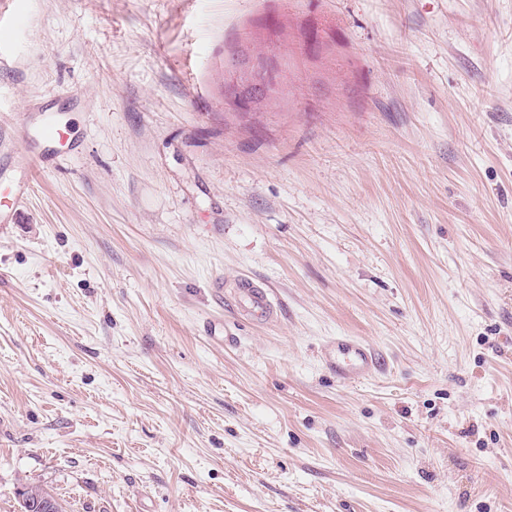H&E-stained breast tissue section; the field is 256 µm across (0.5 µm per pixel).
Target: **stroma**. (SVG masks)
Wrapping results in <instances>:
<instances>
[{"label": "stroma", "instance_id": "35a3bbf8", "mask_svg": "<svg viewBox=\"0 0 512 512\" xmlns=\"http://www.w3.org/2000/svg\"><path fill=\"white\" fill-rule=\"evenodd\" d=\"M0 32V121L73 135L0 224V512H512V0H0ZM246 51L280 78L241 112ZM238 290L247 315L266 319L273 314V304L265 288L245 280L241 282ZM329 364L336 368V375L344 379H360L374 368L369 350L359 341L336 339L325 353ZM26 505V510L32 512H55L56 502L44 491L34 487L28 488L27 495L22 499Z\"/></svg>", "mask_w": 512, "mask_h": 512}]
</instances>
